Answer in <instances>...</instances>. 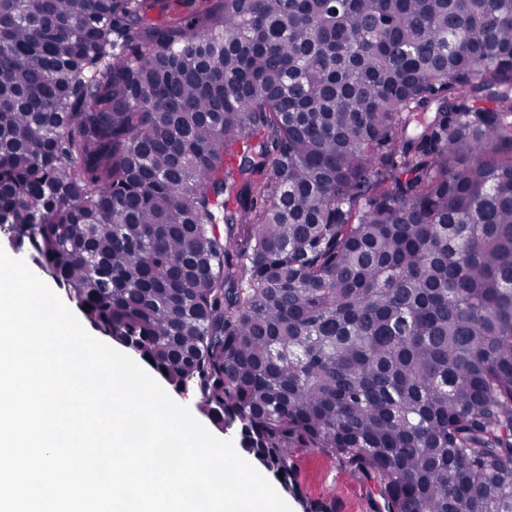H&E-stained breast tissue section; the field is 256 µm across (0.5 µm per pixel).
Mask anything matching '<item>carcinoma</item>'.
Returning a JSON list of instances; mask_svg holds the SVG:
<instances>
[{"label": "carcinoma", "instance_id": "1", "mask_svg": "<svg viewBox=\"0 0 512 512\" xmlns=\"http://www.w3.org/2000/svg\"><path fill=\"white\" fill-rule=\"evenodd\" d=\"M0 226L285 492L512 512V0H0ZM300 500L332 512H375L373 482L349 474L335 458L315 448L293 454Z\"/></svg>", "mask_w": 512, "mask_h": 512}]
</instances>
